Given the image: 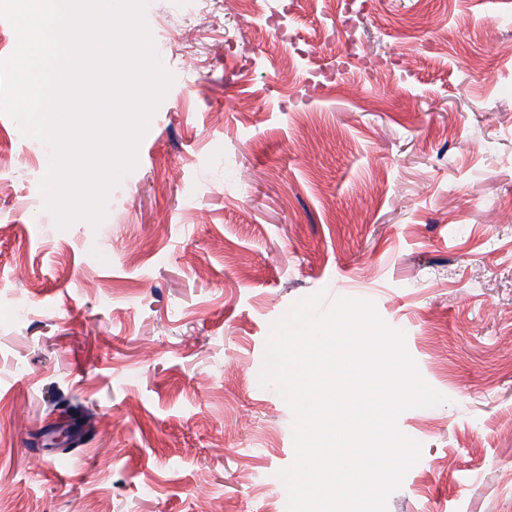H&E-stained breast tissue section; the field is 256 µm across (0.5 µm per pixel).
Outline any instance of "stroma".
<instances>
[{
	"label": "stroma",
	"instance_id": "stroma-1",
	"mask_svg": "<svg viewBox=\"0 0 512 512\" xmlns=\"http://www.w3.org/2000/svg\"><path fill=\"white\" fill-rule=\"evenodd\" d=\"M174 83L99 229L0 112V512H270V327L372 301L447 398L386 512H512V0H148ZM91 410L66 452L57 408Z\"/></svg>",
	"mask_w": 512,
	"mask_h": 512
}]
</instances>
